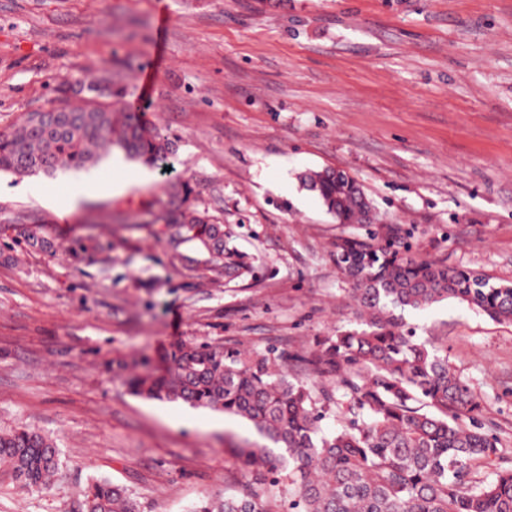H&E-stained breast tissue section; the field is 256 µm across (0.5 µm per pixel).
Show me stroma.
<instances>
[{
    "label": "stroma",
    "instance_id": "obj_1",
    "mask_svg": "<svg viewBox=\"0 0 512 512\" xmlns=\"http://www.w3.org/2000/svg\"><path fill=\"white\" fill-rule=\"evenodd\" d=\"M167 12L171 23L156 29ZM174 144L171 176L113 150L72 175L0 173V431L57 440L48 491L0 472V512H81L105 480L186 512L251 480L241 417L130 394L114 367L194 340L272 359L355 328L337 224L300 176L347 172L412 254L512 282V0H0V132L88 74L117 78ZM251 271L225 275L140 211L168 179ZM126 181L122 195L112 182ZM512 458V322L450 299L405 312Z\"/></svg>",
    "mask_w": 512,
    "mask_h": 512
}]
</instances>
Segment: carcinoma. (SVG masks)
Returning <instances> with one entry per match:
<instances>
[{"label": "carcinoma", "mask_w": 512, "mask_h": 512, "mask_svg": "<svg viewBox=\"0 0 512 512\" xmlns=\"http://www.w3.org/2000/svg\"><path fill=\"white\" fill-rule=\"evenodd\" d=\"M114 147L157 168L170 154L162 130L112 105H62L32 112L0 133V172L52 175L81 171ZM327 212L342 225L370 221L371 204L343 171L310 170L301 176ZM162 208L148 209L156 234L193 242L229 270H248L246 255L224 242V225L189 205L184 183L169 184ZM354 282L365 328L316 340L292 356L316 377L336 379V392L313 395L314 384L288 375L264 358H250L212 343L181 341L161 360L144 356L123 376L128 391L150 400H181L194 407L248 419L284 453L258 441L228 449L253 474L251 490L224 491L219 506L202 500L188 512H512V466L493 477L481 468L501 458L499 440L480 421L482 404L448 361L416 335L402 312L456 299L496 321H512V284L409 254L400 237H342L332 253ZM346 400L350 418L325 433L331 403ZM296 479L282 497L276 488L285 460ZM62 465L52 438L19 426L0 433V466L27 489L49 487ZM84 512H140L127 489L94 480L84 492Z\"/></svg>", "instance_id": "1"}]
</instances>
